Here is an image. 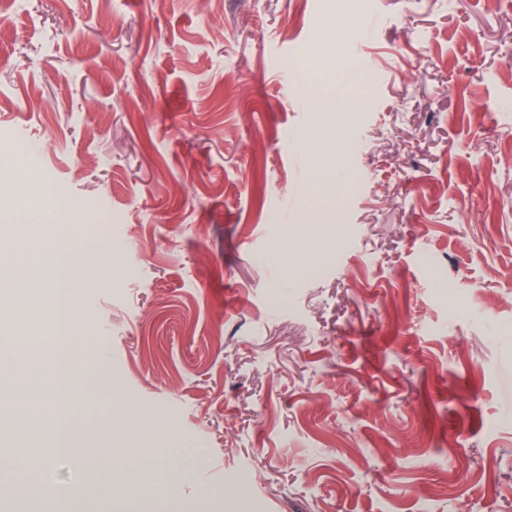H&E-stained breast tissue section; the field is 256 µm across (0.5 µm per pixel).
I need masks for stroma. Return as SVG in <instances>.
I'll return each instance as SVG.
<instances>
[{"label": "stroma", "instance_id": "stroma-1", "mask_svg": "<svg viewBox=\"0 0 512 512\" xmlns=\"http://www.w3.org/2000/svg\"><path fill=\"white\" fill-rule=\"evenodd\" d=\"M0 24L12 251L69 225L111 353L74 383L80 453L104 426L117 462L181 449V512L199 472L209 512H512V0H0ZM325 32L359 111L308 108ZM53 314L43 288L0 312V368L45 365ZM54 444L19 428L0 484L80 483ZM158 510L117 486L78 512Z\"/></svg>", "mask_w": 512, "mask_h": 512}]
</instances>
